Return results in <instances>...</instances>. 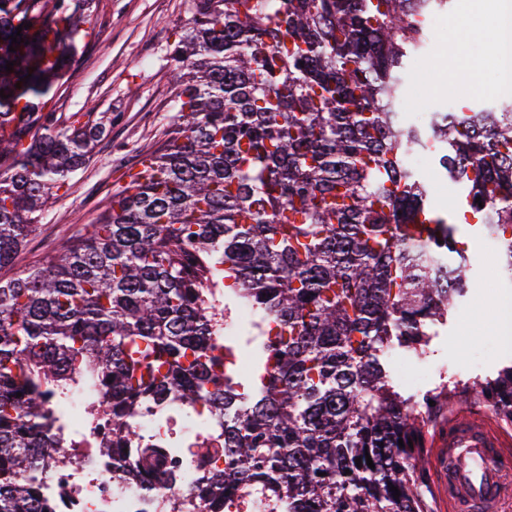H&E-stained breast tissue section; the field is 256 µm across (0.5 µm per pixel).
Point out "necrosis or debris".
Segmentation results:
<instances>
[{
    "label": "necrosis or debris",
    "mask_w": 512,
    "mask_h": 512,
    "mask_svg": "<svg viewBox=\"0 0 512 512\" xmlns=\"http://www.w3.org/2000/svg\"><path fill=\"white\" fill-rule=\"evenodd\" d=\"M500 30V46L485 74L473 81V91L490 78L500 93L512 95V6L504 10ZM134 425L144 438L180 451L165 490L149 491L143 482L113 474L112 458L103 449L109 429L106 406L88 403L83 390L70 393L53 431L66 456L54 460L41 485L42 498L54 503L55 512H161L166 495L180 503L181 512H213L192 488L203 471L224 467V438L215 413L201 404L152 405L135 414Z\"/></svg>",
    "instance_id": "4bbe7bcc"
}]
</instances>
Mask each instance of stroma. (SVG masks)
I'll list each match as a JSON object with an SVG mask.
<instances>
[{
	"label": "stroma",
	"mask_w": 512,
	"mask_h": 512,
	"mask_svg": "<svg viewBox=\"0 0 512 512\" xmlns=\"http://www.w3.org/2000/svg\"><path fill=\"white\" fill-rule=\"evenodd\" d=\"M92 34L78 46L70 72L55 93L62 114L90 112L112 120L94 160L78 170L66 195L43 215L19 257L20 266L53 255L76 225L91 224L123 185L143 148L164 138L176 114L170 45L187 21L185 0H90ZM472 279L426 354L391 358L393 379L420 395L444 381H467L512 362V344L499 339V314L512 310V281L488 287L497 258L488 238L464 232ZM480 339H472V332Z\"/></svg>",
	"instance_id": "obj_1"
}]
</instances>
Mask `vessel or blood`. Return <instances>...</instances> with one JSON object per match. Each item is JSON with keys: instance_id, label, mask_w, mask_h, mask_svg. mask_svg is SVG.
Here are the masks:
<instances>
[{"instance_id": "vessel-or-blood-1", "label": "vessel or blood", "mask_w": 512, "mask_h": 512, "mask_svg": "<svg viewBox=\"0 0 512 512\" xmlns=\"http://www.w3.org/2000/svg\"><path fill=\"white\" fill-rule=\"evenodd\" d=\"M436 464L448 483V512H512V435L475 408H449Z\"/></svg>"}]
</instances>
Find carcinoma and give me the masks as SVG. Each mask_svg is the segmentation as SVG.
Returning <instances> with one entry per match:
<instances>
[{"label": "carcinoma", "instance_id": "carcinoma-1", "mask_svg": "<svg viewBox=\"0 0 512 512\" xmlns=\"http://www.w3.org/2000/svg\"><path fill=\"white\" fill-rule=\"evenodd\" d=\"M85 4L0 0V271L106 130L88 112L46 111L87 33ZM448 4L188 0L171 51L178 124L139 154L151 172L129 173L48 260L0 278V512H53L40 500L50 403L75 388L109 409L112 472L151 485L176 449L143 447L132 412L210 404L224 472L193 491L223 512L249 498L265 512H428L424 426L448 394L475 392L512 424V363L406 396L388 362L425 353L470 281L418 152L512 280V98L420 124L404 112L425 14ZM225 281L263 314L244 354L212 343L208 285Z\"/></svg>", "mask_w": 512, "mask_h": 512}]
</instances>
